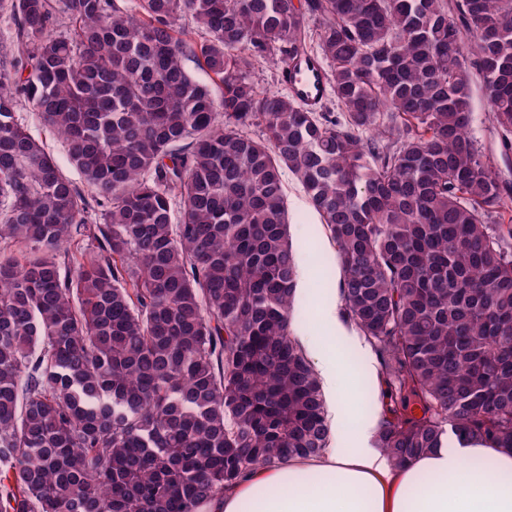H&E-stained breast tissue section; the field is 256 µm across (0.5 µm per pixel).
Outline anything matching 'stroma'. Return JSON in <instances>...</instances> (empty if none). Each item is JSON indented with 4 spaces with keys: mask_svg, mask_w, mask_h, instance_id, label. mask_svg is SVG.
Wrapping results in <instances>:
<instances>
[{
    "mask_svg": "<svg viewBox=\"0 0 512 512\" xmlns=\"http://www.w3.org/2000/svg\"><path fill=\"white\" fill-rule=\"evenodd\" d=\"M471 107V138L479 150L490 156L497 172L512 180V155L505 157L500 152L498 136L489 119L485 92L480 86L472 88ZM19 112L31 135L42 141L53 154L62 173L76 185H83L84 178L71 163L64 143L44 125L37 108L23 101L19 104ZM283 182L288 200L289 234L298 247V289L292 332L297 336L311 335L317 314L332 312L333 318L329 320L327 330L336 336L338 347L357 374L358 416L364 424H374L384 402L379 361L355 326L345 320L338 286L327 282L328 277L341 275L336 247L327 228L294 176L284 173Z\"/></svg>",
    "mask_w": 512,
    "mask_h": 512,
    "instance_id": "1",
    "label": "stroma"
}]
</instances>
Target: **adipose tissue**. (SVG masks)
Listing matches in <instances>:
<instances>
[{"instance_id": "obj_1", "label": "adipose tissue", "mask_w": 512, "mask_h": 512, "mask_svg": "<svg viewBox=\"0 0 512 512\" xmlns=\"http://www.w3.org/2000/svg\"><path fill=\"white\" fill-rule=\"evenodd\" d=\"M312 347L325 386L340 390L337 419L350 447L257 469L202 512H512V450L459 440L394 465L364 444L367 428L353 413L355 391L331 337ZM485 456L495 471L474 467Z\"/></svg>"}]
</instances>
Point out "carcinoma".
<instances>
[{"mask_svg": "<svg viewBox=\"0 0 512 512\" xmlns=\"http://www.w3.org/2000/svg\"><path fill=\"white\" fill-rule=\"evenodd\" d=\"M4 13L0 512H201L248 472L328 446L290 330L285 170L383 367L374 447L395 465L450 432L512 448V186L467 133L475 76L512 148V0H0ZM182 15L196 28L177 29ZM314 45L338 116L246 77ZM21 98L87 190L19 120Z\"/></svg>", "mask_w": 512, "mask_h": 512, "instance_id": "carcinoma-1", "label": "carcinoma"}]
</instances>
